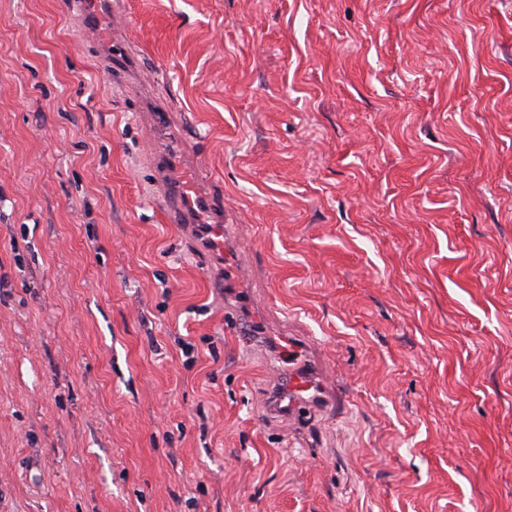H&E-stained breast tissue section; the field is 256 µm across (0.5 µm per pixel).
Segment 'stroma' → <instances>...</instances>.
<instances>
[{"instance_id":"35a3bbf8","label":"stroma","mask_w":512,"mask_h":512,"mask_svg":"<svg viewBox=\"0 0 512 512\" xmlns=\"http://www.w3.org/2000/svg\"><path fill=\"white\" fill-rule=\"evenodd\" d=\"M123 28L223 259L148 187ZM281 336L343 397L292 434ZM0 512H512V0H122L92 34L0 0ZM133 55V46L126 35L112 39V47L109 52V58L105 67L112 73V83L114 86L121 82L124 68L127 61Z\"/></svg>"}]
</instances>
